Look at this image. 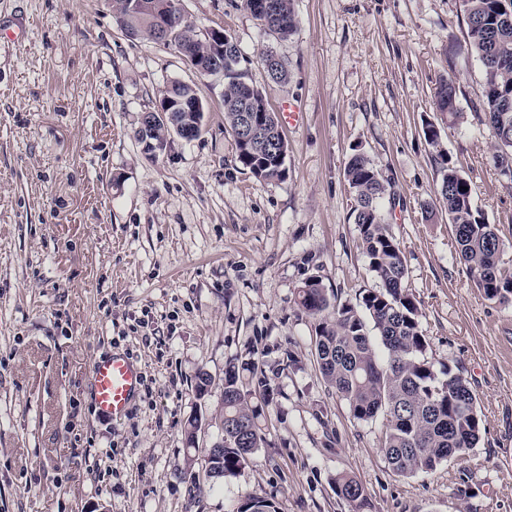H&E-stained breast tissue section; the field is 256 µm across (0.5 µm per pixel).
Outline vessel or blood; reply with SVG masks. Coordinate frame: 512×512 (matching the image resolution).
<instances>
[{
	"label": "vessel or blood",
	"mask_w": 512,
	"mask_h": 512,
	"mask_svg": "<svg viewBox=\"0 0 512 512\" xmlns=\"http://www.w3.org/2000/svg\"><path fill=\"white\" fill-rule=\"evenodd\" d=\"M143 382L139 365L127 354L115 352L95 359L90 387L98 413L120 421L128 412Z\"/></svg>",
	"instance_id": "obj_1"
}]
</instances>
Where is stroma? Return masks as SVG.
I'll list each match as a JSON object with an SVG mask.
<instances>
[{
    "label": "stroma",
    "mask_w": 512,
    "mask_h": 512,
    "mask_svg": "<svg viewBox=\"0 0 512 512\" xmlns=\"http://www.w3.org/2000/svg\"><path fill=\"white\" fill-rule=\"evenodd\" d=\"M181 6L246 56L269 45L287 62L284 86L250 70L274 112L288 103L303 115L283 127L285 179L238 164L222 79L128 37L110 0H0V512H231L248 497L278 512H349L342 474L364 484L366 512H512V304L473 286L444 212L425 217L441 178L427 119L512 261V180L470 120L484 75L463 50L460 0H294L298 30L276 44L241 0ZM445 77L468 117L453 127L433 108ZM173 80L205 104L203 131L150 156L139 117ZM356 149L391 184L385 222L426 355L461 366L481 412L476 447L428 473L391 469L383 418L353 419L325 383L316 322L298 304L312 274L342 303L375 285L349 218ZM115 350L144 382L114 423L97 416L88 380L94 358ZM230 362L255 363L268 384L263 441L192 498L188 475L221 436ZM202 370L212 390L200 400ZM197 414L210 424L191 449Z\"/></svg>",
    "instance_id": "1"
}]
</instances>
